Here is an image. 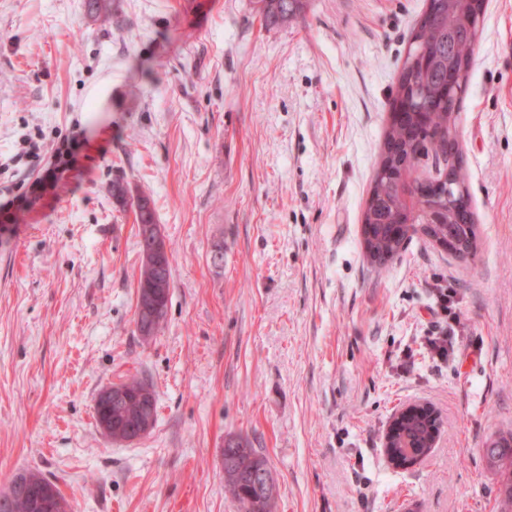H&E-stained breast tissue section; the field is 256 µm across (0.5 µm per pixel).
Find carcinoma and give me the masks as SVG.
<instances>
[{"instance_id":"obj_1","label":"carcinoma","mask_w":512,"mask_h":512,"mask_svg":"<svg viewBox=\"0 0 512 512\" xmlns=\"http://www.w3.org/2000/svg\"><path fill=\"white\" fill-rule=\"evenodd\" d=\"M256 12L270 27L284 26L303 14L308 0H254ZM87 12L93 18L112 16V0H87ZM484 16V0H427L411 41L420 53L407 51L398 78L391 112L393 121L385 133L381 159L372 179L363 211L362 224L367 226L363 239L367 257L379 268L392 262L417 228H408L418 208L435 206L442 211L437 224L423 231L428 240L447 241L468 225H475L470 194L448 201L445 190L432 183L414 182V198L400 193V184L411 175L423 158L437 157L457 147L456 113L462 97L457 91L468 86L472 64ZM112 196L121 209L132 208L138 226L141 266L138 289L152 288L162 280L172 288L171 269H159L156 256L150 253L147 236L157 227L155 210L149 196L132 195L127 184L118 180L112 185ZM140 403L134 399L100 410L102 418L112 421L113 435L139 413ZM438 420L430 414H413L402 419L395 428L392 448L386 453L404 454L402 445L409 444L415 453L425 457L434 444L433 432ZM487 469L499 484L496 512H512V433L498 435L482 449ZM270 467L265 456L248 447L241 437L224 442V480L228 491L243 506L244 512H274L275 494L265 475Z\"/></svg>"}]
</instances>
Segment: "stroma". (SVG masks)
Instances as JSON below:
<instances>
[{"label":"stroma","mask_w":512,"mask_h":512,"mask_svg":"<svg viewBox=\"0 0 512 512\" xmlns=\"http://www.w3.org/2000/svg\"><path fill=\"white\" fill-rule=\"evenodd\" d=\"M85 3L0 0V160L86 138L73 177L0 232V491L32 470L76 512H243L222 464L239 436L276 512H495L481 450L512 431V0H485L459 112L477 252L417 235L383 269L363 210L426 0H310L282 27L254 0H114L108 20ZM105 81L112 109L93 111ZM119 179L151 196L171 252L148 340ZM447 327L442 362L425 339ZM132 378L156 421L117 442L95 401ZM418 402L440 433L398 469L384 436Z\"/></svg>","instance_id":"1"}]
</instances>
